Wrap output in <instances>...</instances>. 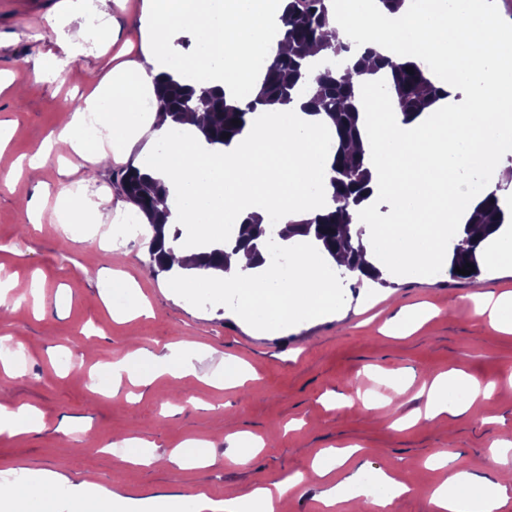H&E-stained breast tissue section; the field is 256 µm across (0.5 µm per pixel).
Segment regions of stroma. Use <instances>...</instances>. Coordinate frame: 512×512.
<instances>
[{
	"instance_id": "obj_1",
	"label": "stroma",
	"mask_w": 512,
	"mask_h": 512,
	"mask_svg": "<svg viewBox=\"0 0 512 512\" xmlns=\"http://www.w3.org/2000/svg\"><path fill=\"white\" fill-rule=\"evenodd\" d=\"M65 0H0V72L25 86L23 95L0 87V121L12 124L0 149V172L36 154L46 138L77 111L117 65L135 60L149 35L144 0H110L97 45L71 56L67 29L48 21ZM50 54L64 61L61 77L33 81L30 60ZM157 147L141 133L121 156L98 165L84 189L101 197V220L93 233L70 238L57 228L55 198L80 187L70 160L50 155L42 189L20 178L13 191L0 189V279L37 281L35 295L0 315V337L20 342L26 358L12 374L0 375V403L29 405L42 414L41 429L0 434V483L23 470L56 471L71 481H97L108 489L143 497L247 492L260 482L309 471L327 451L358 447L356 465L367 474L384 470L406 484L442 482L428 464L440 452L457 463L498 455L481 469L483 479L512 473V333L493 325L477 296L512 293V266L482 268L471 282L430 274L387 275L386 285L339 280L330 314L289 326L274 335L243 318L232 292L216 300L211 291L168 288L167 274L151 273L149 232L129 237L121 218L132 211L117 187L119 172L142 162ZM133 279L144 308L125 317L98 271ZM417 314L409 335L394 324ZM184 342L202 344L195 373L176 390L143 370L120 387L94 389L92 379L113 362L144 349L171 355ZM214 348L236 357L246 379L222 387L223 368L208 358ZM455 366L481 383H495L496 397L461 414L423 418L409 428L399 412L424 409L421 388ZM376 402L367 409L364 397ZM142 440L141 461H122L117 442ZM259 438L263 448L237 460L238 449ZM188 440L211 443L218 464L178 469L161 456Z\"/></svg>"
}]
</instances>
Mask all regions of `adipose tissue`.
Masks as SVG:
<instances>
[{"instance_id": "1", "label": "adipose tissue", "mask_w": 512, "mask_h": 512, "mask_svg": "<svg viewBox=\"0 0 512 512\" xmlns=\"http://www.w3.org/2000/svg\"><path fill=\"white\" fill-rule=\"evenodd\" d=\"M455 3L458 16L452 21L447 0H403L393 14L380 0H370L367 14L333 17L327 28L330 43L349 45L342 66L352 72L359 93L355 104L360 112L373 115L359 145L371 161L373 192L388 198L393 220L376 229L377 218L367 201L355 221L366 230V262L383 271L418 274L447 268L449 244L467 247L464 227L476 204L492 192L501 199L505 220L496 233L480 240L476 251L489 265H512V45L500 46L488 19L471 0ZM282 12L283 0H149L150 41L142 45L138 60L116 68L88 97L90 106L103 113L105 140L87 139L76 114L46 141L48 149L79 157L86 172L142 131L152 130L160 149L147 157L149 172L168 188L159 207L168 211L169 227L183 236L182 242L170 246L177 272L174 287L206 288L217 296L236 291L241 314L260 318L263 328L275 334L335 309L336 290L324 280V268L346 272L351 280L359 279V271H347L341 259L313 244L295 254L293 277L284 283L270 266L257 264L243 249L230 254L223 270L190 266L195 251L184 241L206 229L217 245L225 224H263L272 209L281 211L283 223H296L330 202V156L324 148L336 137L330 119L310 111L305 96L288 102L257 101L265 64L285 50L275 33ZM452 22L464 50L448 48ZM175 30L193 34L196 56L183 60L172 50L169 35ZM410 40L442 54L461 78L446 84L430 73L446 96L434 112L407 123L394 111L392 97L373 104L368 98L376 83L390 81L393 66L414 60V53L403 48ZM378 55L388 59V67H375ZM178 62L192 72L196 88L220 87L239 104L257 102L250 127L230 146L208 143L192 117L176 126L158 108H140L141 99L154 96L156 80L173 73ZM176 127L186 134L178 144L171 139ZM464 171L473 173L475 190L462 196L456 187ZM453 389L466 392V401L451 400L448 393ZM495 392L494 385L451 368L433 380L427 410L433 417L465 411L493 401ZM354 455L351 448L329 453L312 464L311 475L299 474L271 488L259 485L224 499L203 490L189 496L140 498L85 480L72 485L64 509L57 498L59 474L41 471L18 482L0 500V512H277L280 501L309 479L322 481L318 499L327 512H334L348 500L371 498L361 469L341 481L331 479ZM435 466L447 474L429 495L432 512H499L512 495L507 484L483 483L467 466L449 467L447 454H439Z\"/></svg>"}]
</instances>
